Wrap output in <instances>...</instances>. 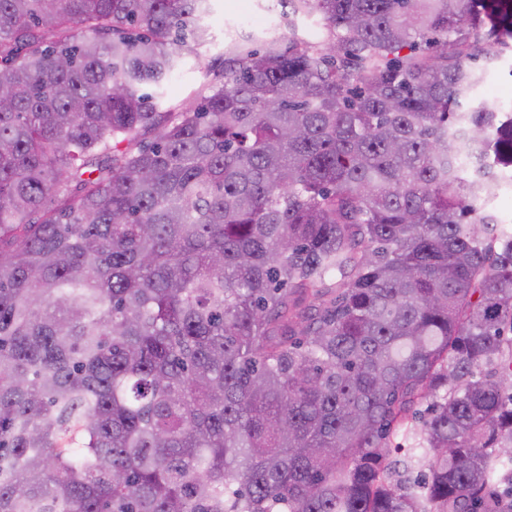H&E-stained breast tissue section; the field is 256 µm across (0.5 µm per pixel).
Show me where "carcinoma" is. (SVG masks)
<instances>
[{"label": "carcinoma", "mask_w": 512, "mask_h": 512, "mask_svg": "<svg viewBox=\"0 0 512 512\" xmlns=\"http://www.w3.org/2000/svg\"><path fill=\"white\" fill-rule=\"evenodd\" d=\"M280 2L0 0V512H508L512 0ZM275 3L268 0H210L209 14L204 22L211 26L215 41L209 48L200 50L199 56L186 57L183 66L164 86L162 109L174 110L194 100L212 73L221 70L226 30H243L260 38L272 30L285 32L281 7L274 6ZM511 72V73H510ZM488 90H495L491 96ZM478 101H486L489 105L502 110H512V55L503 57L488 70L484 86L476 93Z\"/></svg>", "instance_id": "1"}]
</instances>
